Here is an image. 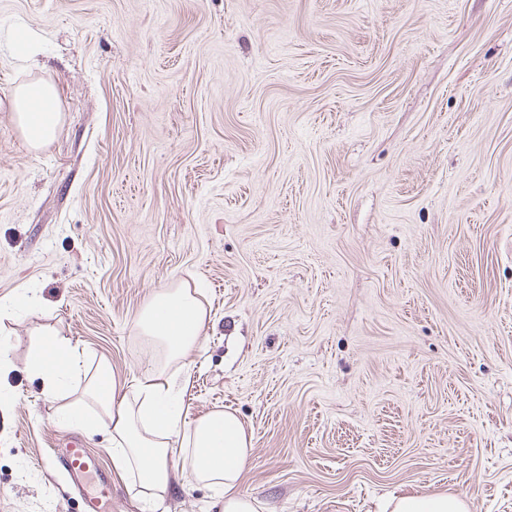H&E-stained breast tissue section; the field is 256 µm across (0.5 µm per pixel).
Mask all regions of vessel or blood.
<instances>
[{
    "instance_id": "obj_1",
    "label": "vessel or blood",
    "mask_w": 512,
    "mask_h": 512,
    "mask_svg": "<svg viewBox=\"0 0 512 512\" xmlns=\"http://www.w3.org/2000/svg\"><path fill=\"white\" fill-rule=\"evenodd\" d=\"M51 461L68 474L82 497L84 512H103L104 503L112 496V482L93 453L73 442L64 451L53 453Z\"/></svg>"
}]
</instances>
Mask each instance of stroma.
Returning a JSON list of instances; mask_svg holds the SVG:
<instances>
[{"label":"stroma","mask_w":512,"mask_h":512,"mask_svg":"<svg viewBox=\"0 0 512 512\" xmlns=\"http://www.w3.org/2000/svg\"><path fill=\"white\" fill-rule=\"evenodd\" d=\"M58 92L31 149L16 90ZM211 304L179 395L234 411L266 512H512V0H0V512H82L30 370L139 376L162 288ZM112 478L105 512H219ZM472 500L441 493L401 496L392 500V512H472Z\"/></svg>","instance_id":"obj_1"}]
</instances>
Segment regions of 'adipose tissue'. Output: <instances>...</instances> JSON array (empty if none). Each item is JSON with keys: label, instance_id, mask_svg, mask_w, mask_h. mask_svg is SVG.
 <instances>
[{"label": "adipose tissue", "instance_id": "ef3b65f1", "mask_svg": "<svg viewBox=\"0 0 512 512\" xmlns=\"http://www.w3.org/2000/svg\"><path fill=\"white\" fill-rule=\"evenodd\" d=\"M14 104L32 146L55 136L60 113L51 82L18 88ZM210 312L201 289L189 282L157 292L135 320L148 360L128 385L112 379L107 363L88 365L56 338L33 347L28 365L41 377L45 395L70 398L77 422L105 429L113 465L129 474L139 497L164 499L183 471L223 499V512H261L262 502L241 489L252 448L241 419L227 409L188 422L178 404L174 371L201 347ZM392 512H473V503L448 493L419 494L395 499Z\"/></svg>", "mask_w": 512, "mask_h": 512}]
</instances>
